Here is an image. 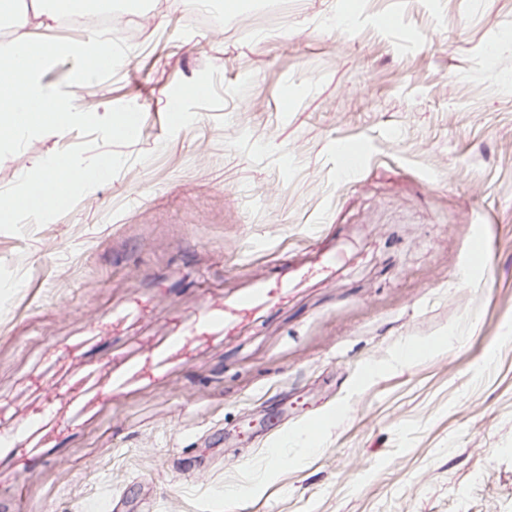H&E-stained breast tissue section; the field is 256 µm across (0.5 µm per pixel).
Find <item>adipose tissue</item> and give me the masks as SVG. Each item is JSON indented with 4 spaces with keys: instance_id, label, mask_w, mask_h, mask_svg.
I'll return each mask as SVG.
<instances>
[{
    "instance_id": "adipose-tissue-1",
    "label": "adipose tissue",
    "mask_w": 512,
    "mask_h": 512,
    "mask_svg": "<svg viewBox=\"0 0 512 512\" xmlns=\"http://www.w3.org/2000/svg\"><path fill=\"white\" fill-rule=\"evenodd\" d=\"M88 0H35L32 14L24 16L18 25L23 32L7 48L0 50V150H18L21 142L31 134L46 130L47 127L65 129L69 124L81 121L82 113L68 109L56 113L53 119H46L42 104L48 96L47 90L39 81L38 73L49 59L59 55L76 57L85 64H92L101 57L111 54L112 48L101 41H85L77 44H41L37 30L48 27L67 13L84 12ZM28 102L25 123H17L16 117L21 102ZM23 188L8 201L0 202V211H17L40 221L51 201L33 203L32 192L41 185L58 181L73 186V177H60L52 163H45L43 173L31 172L23 168Z\"/></svg>"
}]
</instances>
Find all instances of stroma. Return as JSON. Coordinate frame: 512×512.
<instances>
[{"label": "stroma", "instance_id": "1", "mask_svg": "<svg viewBox=\"0 0 512 512\" xmlns=\"http://www.w3.org/2000/svg\"><path fill=\"white\" fill-rule=\"evenodd\" d=\"M222 3L0 154V512H512V0ZM61 172H67L71 166V158L66 155L58 156L55 159L54 164L52 161L46 162L43 165V169L46 173H33L31 169L22 166V180L24 187L17 193H15L7 203L3 200L0 202V211L1 214L8 211H17L22 212L34 222L42 220L44 216V212L51 207H54L51 203L52 200L50 197H47L43 202L34 205L32 203V192L33 190L41 185H50L58 181H63L67 186V192L71 191V188L74 184V175L79 170L80 162L77 160L73 161L71 169L67 175V177L61 180V177L56 171L55 167Z\"/></svg>", "mask_w": 512, "mask_h": 512}]
</instances>
